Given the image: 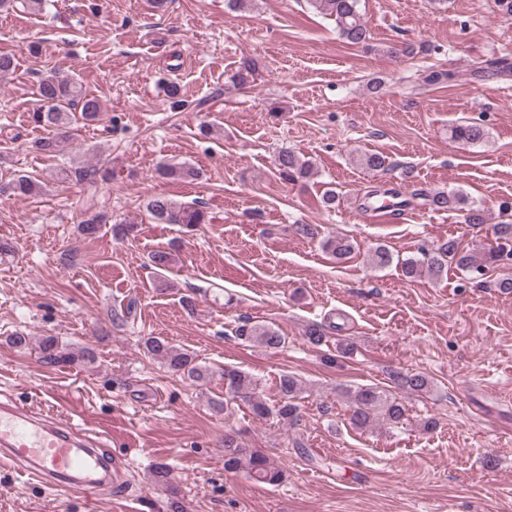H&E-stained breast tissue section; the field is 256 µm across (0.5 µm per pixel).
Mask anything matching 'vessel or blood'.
I'll use <instances>...</instances> for the list:
<instances>
[{"instance_id": "b4317fda", "label": "vessel or blood", "mask_w": 512, "mask_h": 512, "mask_svg": "<svg viewBox=\"0 0 512 512\" xmlns=\"http://www.w3.org/2000/svg\"><path fill=\"white\" fill-rule=\"evenodd\" d=\"M98 444L72 418L0 397V464L18 468L30 480L86 496L107 482L121 486L119 471L98 452Z\"/></svg>"}]
</instances>
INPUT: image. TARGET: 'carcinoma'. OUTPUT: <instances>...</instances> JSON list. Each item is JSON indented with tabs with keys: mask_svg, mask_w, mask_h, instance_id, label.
<instances>
[{
	"mask_svg": "<svg viewBox=\"0 0 512 512\" xmlns=\"http://www.w3.org/2000/svg\"><path fill=\"white\" fill-rule=\"evenodd\" d=\"M315 11L334 18L339 35L349 44L369 46V30L359 10V0H307ZM46 0H0L1 11L21 10L39 12L45 7ZM37 96L39 107L33 112L37 125L46 130L35 148L53 156L60 151L61 144L67 139L71 126L77 123L92 125L100 120L101 104L88 94L76 80L52 72L38 80ZM486 128L478 121H466L452 128L453 138L463 145H475L486 139ZM279 173L291 180L298 181L313 174L312 164L293 151L284 150L276 159ZM109 170L97 167L80 166L75 169L76 178L86 184V196L83 206L90 210L95 206L98 180H106ZM163 178L175 180L194 179L199 171L184 164H163L158 169ZM9 194L26 197L43 191L41 182L30 175H18L7 181ZM425 204L436 210H453L461 213L463 223L480 225L488 222V213L484 207L469 201L468 195L458 189L448 193L419 194ZM145 209L157 224H180L188 230L207 221L205 211L198 204L178 203L165 195H154L147 199ZM495 245L480 252H471L461 247V243L450 238L423 258L409 257L402 263V273L408 279L422 274L439 279L448 272V266L455 265L469 275V279L480 281L494 265L512 264V224L493 226ZM324 247L338 260L345 258L353 249V243L345 237L328 238ZM172 253L156 250L150 255L151 266L162 274L173 264ZM237 336L269 350H277L286 344V337L274 328L248 319L240 320L236 327ZM146 356L166 369L167 372L193 382L204 381L213 376V372L198 362L193 352L172 346L168 341L149 336L143 341ZM40 362L46 367L71 366L80 362H95L92 349L84 347L75 350L56 336H42L37 344ZM225 393L228 399L213 400L210 406L217 412L227 411L229 400L247 403L252 413L261 418L274 416L278 420L291 422L297 417L298 407L295 400L302 393L301 382L292 375L284 374L279 378L280 399L269 404L259 392V384L249 373L239 369H224ZM398 388L424 393L431 389L433 381L423 372H408L394 378ZM345 398L351 408L353 426L358 429L373 427L382 420L397 425L406 416L402 402L384 389L364 386L356 391L345 392ZM224 469L228 472H244L254 481L278 486L285 479V471L266 453L249 448L237 433L224 434Z\"/></svg>",
	"mask_w": 512,
	"mask_h": 512,
	"instance_id": "1",
	"label": "carcinoma"
}]
</instances>
